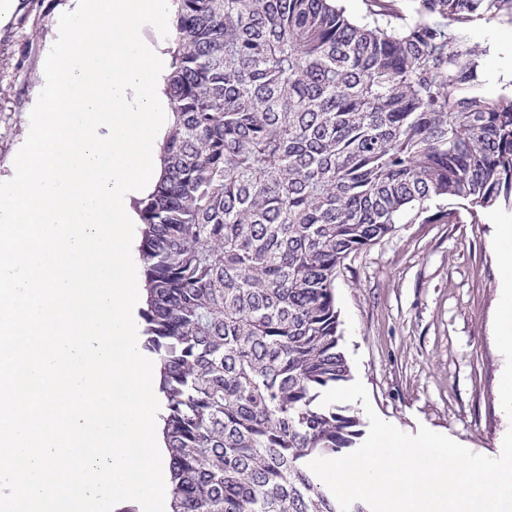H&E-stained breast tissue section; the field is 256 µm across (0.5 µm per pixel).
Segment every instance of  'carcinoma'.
<instances>
[{
  "label": "carcinoma",
  "instance_id": "cac0c4a2",
  "mask_svg": "<svg viewBox=\"0 0 512 512\" xmlns=\"http://www.w3.org/2000/svg\"><path fill=\"white\" fill-rule=\"evenodd\" d=\"M162 173L139 202L170 512H340L362 443L334 283L407 223L512 207V81L466 34L512 0H174ZM447 200L455 208H443Z\"/></svg>",
  "mask_w": 512,
  "mask_h": 512
}]
</instances>
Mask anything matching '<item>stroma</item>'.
<instances>
[{"label": "stroma", "instance_id": "1", "mask_svg": "<svg viewBox=\"0 0 512 512\" xmlns=\"http://www.w3.org/2000/svg\"><path fill=\"white\" fill-rule=\"evenodd\" d=\"M0 27V176L30 125L47 42L67 0H15ZM493 224H399L352 255L335 282L341 346L379 417L419 426L498 456L512 427L500 402L504 357L493 320L500 299Z\"/></svg>", "mask_w": 512, "mask_h": 512}]
</instances>
